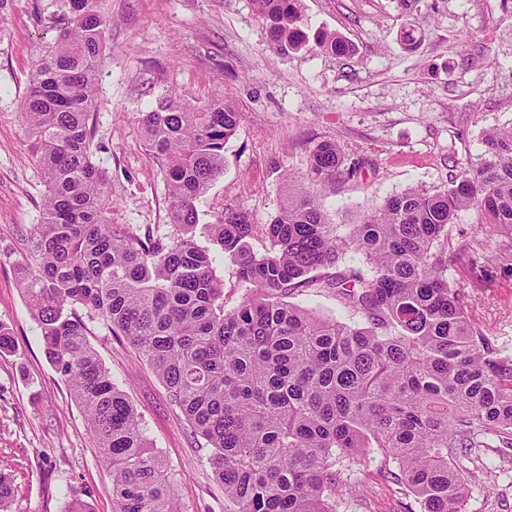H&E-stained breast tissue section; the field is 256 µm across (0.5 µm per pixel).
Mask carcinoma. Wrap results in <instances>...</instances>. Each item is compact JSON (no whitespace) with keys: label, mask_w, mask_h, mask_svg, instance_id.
I'll use <instances>...</instances> for the list:
<instances>
[{"label":"carcinoma","mask_w":512,"mask_h":512,"mask_svg":"<svg viewBox=\"0 0 512 512\" xmlns=\"http://www.w3.org/2000/svg\"><path fill=\"white\" fill-rule=\"evenodd\" d=\"M281 51L345 55L339 35L301 28L300 0H252ZM40 17L59 32L37 53L21 107L42 171L34 269L21 284L51 365L82 408L112 479V512H173L166 465L126 394L87 340L79 308L126 336L193 432L214 449L227 512H336L344 468L370 448L397 463L414 497L404 512H466L472 473L459 458L512 447V356L473 330L448 263V225L474 210L488 240L512 237V124L485 134L478 163L448 187L409 188L362 215L344 236L318 187L345 174L340 147L316 145L308 187L288 189L253 251L248 213L196 232L198 199L224 170L241 114L222 97L196 105L166 93L144 113L143 137L162 160L168 241L112 223V182L94 160L97 74L111 18L102 0H52ZM339 275L315 271L346 259ZM247 285L224 307L216 265ZM328 288L361 317L349 324L286 301Z\"/></svg>","instance_id":"carcinoma-1"}]
</instances>
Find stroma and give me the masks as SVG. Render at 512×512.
<instances>
[{
	"label": "stroma",
	"mask_w": 512,
	"mask_h": 512,
	"mask_svg": "<svg viewBox=\"0 0 512 512\" xmlns=\"http://www.w3.org/2000/svg\"><path fill=\"white\" fill-rule=\"evenodd\" d=\"M50 0H10L0 15V472L8 512H66L73 497L112 512V483L70 388L45 357L18 271L32 267L29 229L45 187L20 115L31 61L56 32L39 20ZM112 30L99 69L93 150L112 174V221L177 231L160 163L143 145L141 117L169 90L204 103L224 96L241 114L224 145V171L199 199L201 223L248 212L249 242L264 252L288 179L305 181L310 155L330 140L358 172L330 183L321 205L339 232L409 188L435 192L471 168L491 128L512 123V0H301L307 33L352 45L337 57L271 45L251 0H106ZM412 31L413 42L403 34ZM438 249L472 328L512 355V239L486 242L473 211ZM291 303L351 321L336 296L301 288ZM88 340L142 419L172 482L174 512H226L212 448L193 436L153 369L125 336L87 319ZM466 512H512V448H484ZM397 465L369 450L345 473L338 512H398Z\"/></svg>",
	"instance_id": "obj_1"
}]
</instances>
